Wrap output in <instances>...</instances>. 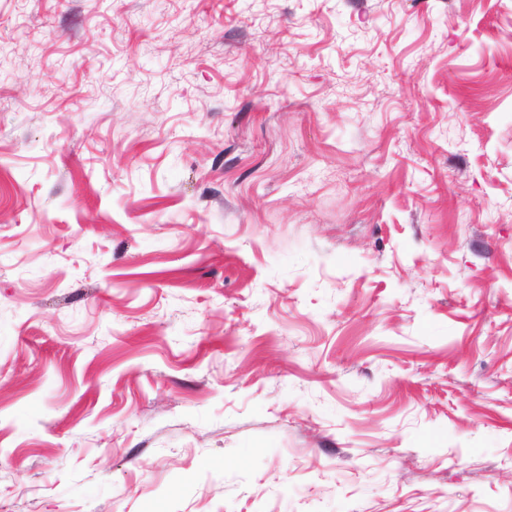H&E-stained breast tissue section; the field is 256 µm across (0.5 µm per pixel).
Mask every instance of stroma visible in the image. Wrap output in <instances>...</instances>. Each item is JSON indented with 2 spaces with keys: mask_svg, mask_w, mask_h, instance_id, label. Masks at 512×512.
<instances>
[{
  "mask_svg": "<svg viewBox=\"0 0 512 512\" xmlns=\"http://www.w3.org/2000/svg\"><path fill=\"white\" fill-rule=\"evenodd\" d=\"M0 512H512V0H0Z\"/></svg>",
  "mask_w": 512,
  "mask_h": 512,
  "instance_id": "35a3bbf8",
  "label": "stroma"
}]
</instances>
